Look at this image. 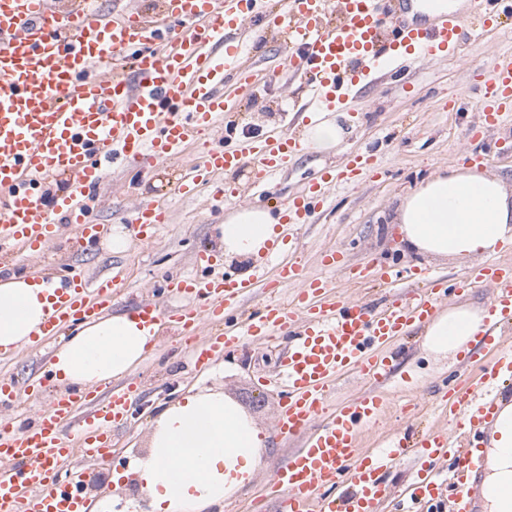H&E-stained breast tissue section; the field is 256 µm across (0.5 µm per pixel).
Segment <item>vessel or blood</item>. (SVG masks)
Returning <instances> with one entry per match:
<instances>
[{
    "instance_id": "b4317fda",
    "label": "vessel or blood",
    "mask_w": 512,
    "mask_h": 512,
    "mask_svg": "<svg viewBox=\"0 0 512 512\" xmlns=\"http://www.w3.org/2000/svg\"><path fill=\"white\" fill-rule=\"evenodd\" d=\"M413 0H284L266 11L262 0H163L158 12L112 11L98 0H0V263L19 253L44 252L59 222L76 228L77 243L107 235L85 202L113 164L153 166L179 159L186 145L208 129L223 127L224 143L204 148L178 185L194 193L215 171L252 167L254 187L271 185L303 149L301 140L276 137L236 141L227 118L235 99L225 89L229 77L251 85L255 71L244 57L249 24L286 34L287 69L304 78L312 98L307 112L345 107L349 95L375 83L405 57L433 61L455 55L466 27L495 33L512 19V0H469L466 13H412ZM483 125L512 118V58L499 60L485 77L478 100ZM370 154H346L339 169H328L282 206L281 221L304 224L338 184H352L370 171ZM72 179L56 200L57 218L44 210L39 187L53 178ZM170 221L161 204L139 203L132 223L139 240ZM258 275L275 274L281 283L301 282L290 303L270 302L262 312L233 321L192 346L195 365L205 366L243 338L288 331L285 380L288 400L278 416L280 432L301 439L273 469L269 486L278 512H379L388 496L385 472L406 456L417 469L405 491L414 503L439 495L434 464L452 458L456 493L451 512H483L488 448L512 380V346L502 334L512 324V264L483 262L471 267L453 288L441 283L401 296L383 310L335 294L325 278H304L296 262L260 265ZM51 313L35 343L56 336L73 322L108 309L116 283L89 284L84 275L58 265L47 279ZM489 286L490 317L478 350L491 355L477 379L457 381L445 396L457 432L434 428L413 448L391 441L380 451L363 450L364 431L382 414L387 400L376 389L393 374L387 349L437 312L447 291L464 293ZM185 305L168 309L153 302L135 314L144 327L165 324L187 336L203 323L223 320L250 288L231 276L221 280L172 281ZM370 383V390L328 409L329 386L347 374ZM42 382L18 387L0 381V407L10 408L20 393L38 395ZM138 396L135 384L98 393H58L30 424H0V512H86L81 479H61L74 453L99 463L112 456V428L123 423Z\"/></svg>"
}]
</instances>
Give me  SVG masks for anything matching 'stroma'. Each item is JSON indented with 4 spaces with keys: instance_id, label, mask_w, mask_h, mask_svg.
Listing matches in <instances>:
<instances>
[{
    "instance_id": "1",
    "label": "stroma",
    "mask_w": 512,
    "mask_h": 512,
    "mask_svg": "<svg viewBox=\"0 0 512 512\" xmlns=\"http://www.w3.org/2000/svg\"><path fill=\"white\" fill-rule=\"evenodd\" d=\"M507 55H512V36H483L473 30L464 37L461 56L405 62L351 102L352 115L343 123L350 134L343 148L348 153L373 149V169L358 183L331 190L325 209L316 212L310 223L286 227L285 235L295 241L297 259L306 276L330 277L336 293L380 307L393 290L410 288L407 274L412 267L429 268L448 285L469 270L471 263L467 260L403 255L396 247L399 235L391 231L387 216L398 194L439 169L459 165L465 152L488 153L489 171L512 184V119L486 130L477 110L480 81L497 59ZM308 97L306 84L288 75L276 83L244 88L236 96L239 111L234 118L239 135L264 136L283 126L304 135L307 124L295 120L292 110ZM197 158L198 147L191 144L181 161L144 169H114L95 190L92 213L98 223L129 234L124 252L112 253L102 240L73 248L75 228L63 223L45 254L20 257L10 268L0 265V275L37 269L49 274L43 258L50 255L91 278L116 277L121 294L114 310H130L146 301L172 304L166 277L195 275L194 256L208 251L213 225L224 221L228 207L225 200L215 197V188L223 184L236 187L242 193V203L259 201L250 188L252 174L246 167L212 176L194 197L176 195L174 187L186 163ZM341 163L338 155L302 151L282 174L275 190L284 197L295 194L324 167ZM144 198L167 202L172 214L171 222L157 226L146 242L134 238L132 225L125 222L127 214ZM328 248L341 252L342 269L330 272L321 265L320 254ZM357 265L366 269L359 284L349 280L347 274L349 267ZM68 337L64 331L47 346L0 353V378L22 384L43 375L54 351ZM422 339L423 332L418 329L400 341L396 349L398 384L381 385V392L388 398L387 407L378 423L366 430L365 448L381 447L388 439L431 425L450 428L447 411L437 406V389L460 373L461 361L430 354L423 349ZM185 347L182 336L171 327H163L156 351L133 373L141 400L137 412L115 432L114 462L101 464L81 457L72 460V467L83 473L87 501H107L110 512H142L139 485L125 472L132 458L145 451L155 415L191 390L224 389L269 437L270 450L261 468L246 487L225 502L223 512H246L255 506L266 492L272 464L297 448L296 440L283 437L277 430L285 390L263 383L287 357V338L273 343L254 339L225 349L223 357L198 372L191 369ZM116 472L122 475L117 484L112 481Z\"/></svg>"
}]
</instances>
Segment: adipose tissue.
<instances>
[{
    "mask_svg": "<svg viewBox=\"0 0 512 512\" xmlns=\"http://www.w3.org/2000/svg\"><path fill=\"white\" fill-rule=\"evenodd\" d=\"M406 251L441 258L490 257L512 241V191L501 176L478 167L439 170L409 189L393 217ZM280 218L267 207L234 208L216 238L227 259L247 261L281 243ZM46 286L34 275L0 279V352L30 344L47 320ZM486 309L452 305L423 328L434 354L467 350L483 331ZM157 333L129 312L105 314L82 326L53 355L52 381L90 387L123 378L154 349ZM490 438L486 480L512 482V402L503 405ZM268 448L246 411L222 389L184 396L151 423L148 448L130 463L150 512H222L225 499L250 481Z\"/></svg>",
    "mask_w": 512,
    "mask_h": 512,
    "instance_id": "obj_1",
    "label": "adipose tissue"
}]
</instances>
